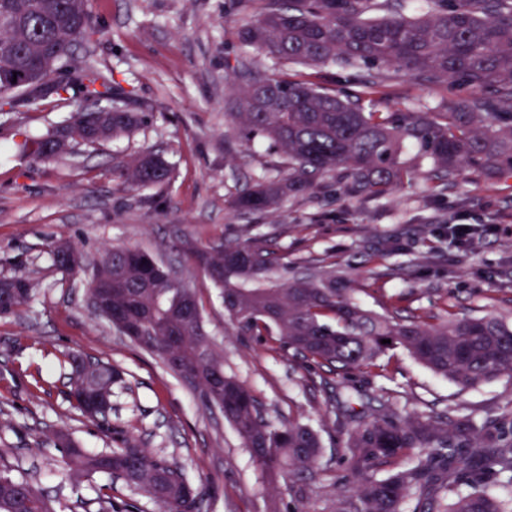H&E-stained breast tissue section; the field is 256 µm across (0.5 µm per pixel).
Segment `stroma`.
<instances>
[{"instance_id": "35a3bbf8", "label": "stroma", "mask_w": 512, "mask_h": 512, "mask_svg": "<svg viewBox=\"0 0 512 512\" xmlns=\"http://www.w3.org/2000/svg\"><path fill=\"white\" fill-rule=\"evenodd\" d=\"M96 30L86 50L111 72L116 101L147 120L128 137L95 145L72 143L48 161L22 160L0 135V277L23 274L35 285L31 303L0 316V462L33 481L56 512H81L93 498L90 482L65 479L58 461L37 446L68 430L97 453L137 438L177 461L204 494L208 512H265L269 501L289 512H335L337 492L351 486L346 430L330 411L323 381L328 367L274 351L265 336H240L224 319V304L205 273L183 262L180 246L244 238L255 224L279 258V273L333 255L351 267L354 299L377 312L401 316L426 311L456 316L494 314L512 325V177L493 183L459 175L434 201L424 199L429 164L417 144L403 161L417 178L379 200L337 195L334 179L304 200L284 202L261 218L235 211L231 201L262 170L278 174L279 158L261 139L245 141L228 114L236 98L225 88L240 60L274 73L264 54L243 46L238 28L253 11L237 0H89ZM444 88L406 77L375 95L380 112L433 108ZM70 108L48 97L0 112V126L23 124L34 136L61 127ZM150 150L173 169L169 186L132 191L120 186L116 166ZM476 229L468 248L448 245L449 224ZM76 245L86 261L103 247L138 246L176 265L202 297L206 329L224 355V368L247 386L272 421L291 419L316 429L321 470L311 479L269 483L223 416L210 413L161 361L116 333L89 305L87 272L65 273L49 247ZM414 259L416 274L393 275ZM75 351L121 370L125 388L112 395L111 431L82 418L66 399L61 355ZM359 392L394 390L406 415L431 408L493 417L512 407V376L474 388L436 376L406 351L383 367L352 371Z\"/></svg>"}]
</instances>
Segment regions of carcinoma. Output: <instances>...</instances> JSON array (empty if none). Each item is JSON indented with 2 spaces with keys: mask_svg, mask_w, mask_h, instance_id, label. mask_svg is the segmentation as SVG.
I'll use <instances>...</instances> for the list:
<instances>
[{
  "mask_svg": "<svg viewBox=\"0 0 512 512\" xmlns=\"http://www.w3.org/2000/svg\"><path fill=\"white\" fill-rule=\"evenodd\" d=\"M258 5L238 31L240 41L263 52L273 66H332L349 74L374 71L341 93L304 79L267 75L243 63L234 72L242 111L231 113L242 137L267 142L282 159L283 177L261 173L232 201L241 213L262 216L285 200L313 194L332 177L347 197L381 198L412 178L401 160L404 140L417 142L430 159L428 186L437 194L461 171L487 179L512 176V0H424L417 15L405 0H240ZM87 0H0V111L13 107L17 74L30 101L45 96L41 80L64 70L50 88L73 106L64 129L69 140L95 144L131 133L146 115L114 104L112 79L84 60L78 46L93 32ZM398 74L432 84L456 83L445 112H377L363 99ZM57 131L34 139L15 125L16 152L53 159L65 152ZM121 185L160 189L170 180L168 162L152 152L115 168ZM182 252L222 290L224 312L242 336H272L276 349L348 372L378 366L402 349L432 372L474 387L512 374V328L493 315L401 317L364 309L354 301L356 279L336 265L318 264L283 281L273 279L274 252L259 237L198 246ZM54 262L70 272L66 256L80 252L59 241ZM21 289L13 308L30 301L22 275L3 278ZM89 291L99 315L120 334L184 382L208 410H218L252 457L271 475L313 477L321 441L316 430L292 421L278 425L263 415L254 394L224 370V357L205 330L197 290L174 278L170 265L139 247L105 250L91 264ZM389 343L383 344L381 340ZM71 368L69 397L81 416L110 430L112 405L92 413L85 396L112 400L119 371L101 359L65 354ZM338 417L356 423L345 444L356 482L336 512H512L488 487L512 484V409L493 420L453 419L446 412L407 419L377 398L370 420L350 400L335 405ZM52 447L65 475L120 478L159 505V512H207L179 465L152 454L134 439L119 448L89 453L58 432ZM96 488L97 512H138ZM0 512H55L28 478L0 464Z\"/></svg>",
  "mask_w": 512,
  "mask_h": 512,
  "instance_id": "1",
  "label": "carcinoma"
}]
</instances>
